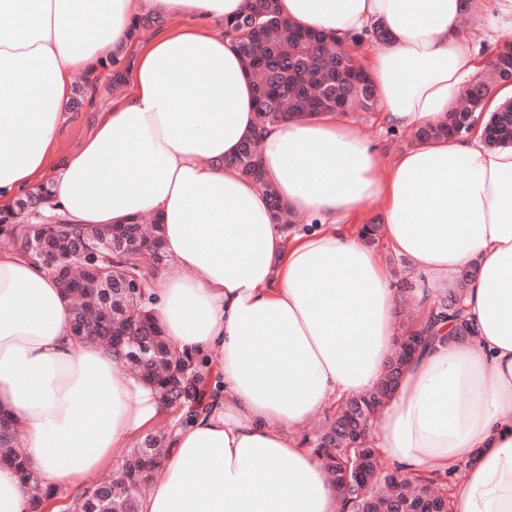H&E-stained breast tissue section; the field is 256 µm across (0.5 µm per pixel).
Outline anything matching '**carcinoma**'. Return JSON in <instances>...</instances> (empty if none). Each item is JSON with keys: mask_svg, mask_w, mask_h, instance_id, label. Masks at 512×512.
Masks as SVG:
<instances>
[{"mask_svg": "<svg viewBox=\"0 0 512 512\" xmlns=\"http://www.w3.org/2000/svg\"><path fill=\"white\" fill-rule=\"evenodd\" d=\"M224 33L234 37L253 83L260 125L277 123L292 113L374 110V86L359 73L363 65L352 63L327 33L302 30L282 16L277 0H248L242 15L224 24ZM506 50L507 60L487 66L475 92L462 98L439 124L416 130L413 140L461 134L462 122L472 123L474 113L501 88L503 74L512 72V44ZM484 134L491 146L512 145V100L489 114ZM228 164L244 177L262 182L256 139H247ZM265 197L274 221L283 223L286 211L276 191L266 188ZM50 200V191L44 186L18 198L12 223L0 219V245L43 266L42 256L29 248V243L41 241L55 265L73 267L74 273L65 274L59 285L73 302L74 317L86 322L84 337L118 353L125 368L159 390L180 421L212 409L221 384L213 374L211 356L175 351L151 308L144 263L149 258L156 268L164 264L161 225L156 222L146 228L139 221L112 227L83 225L81 229L87 232L83 242L60 225L47 229L25 223L34 217L36 204L45 207ZM467 283L459 277L448 296L430 304V323L417 325L415 313L401 321L402 335L428 334L436 324L457 321L453 336L460 340L471 336L462 311ZM406 364L405 354H394L389 370L376 386L326 412L322 424L302 438L333 477L342 512H452L448 483L454 474L408 477L383 465L376 449L362 447L374 423L369 404H380L391 396ZM167 439L166 432L147 433L127 451L120 477L95 482L89 494L68 510L139 512L140 498L169 451ZM0 462L14 465L28 486L29 512H50L53 505L65 502L66 493L43 487L27 471L18 429L1 415Z\"/></svg>", "mask_w": 512, "mask_h": 512, "instance_id": "1", "label": "carcinoma"}]
</instances>
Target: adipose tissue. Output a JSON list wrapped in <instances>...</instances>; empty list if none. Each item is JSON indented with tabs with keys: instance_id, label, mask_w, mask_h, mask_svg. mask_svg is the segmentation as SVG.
Returning <instances> with one entry per match:
<instances>
[{
	"instance_id": "obj_1",
	"label": "adipose tissue",
	"mask_w": 512,
	"mask_h": 512,
	"mask_svg": "<svg viewBox=\"0 0 512 512\" xmlns=\"http://www.w3.org/2000/svg\"><path fill=\"white\" fill-rule=\"evenodd\" d=\"M246 3L0 0V212L45 183L75 224L154 215L166 258L151 274L154 314L175 350L222 354L220 399L173 431L141 512H339L296 431L386 371L401 295L386 250L423 279L421 303L472 270L474 337L451 339L441 324L364 444L409 476L466 464L453 512H512V146H487L477 125L388 155L335 112L259 128L236 47L212 29ZM476 3L467 17L461 0H277L344 44L383 32L366 69L394 130L438 123L481 73L482 44L512 36V0ZM145 14L186 24L144 40L133 23ZM131 46L127 94L58 157L74 74ZM254 135L259 184L224 164ZM267 185L313 230L275 223ZM370 208L380 249L365 235ZM71 320L55 278L0 249V413L43 487L74 498L172 412L112 350L76 338Z\"/></svg>"
}]
</instances>
